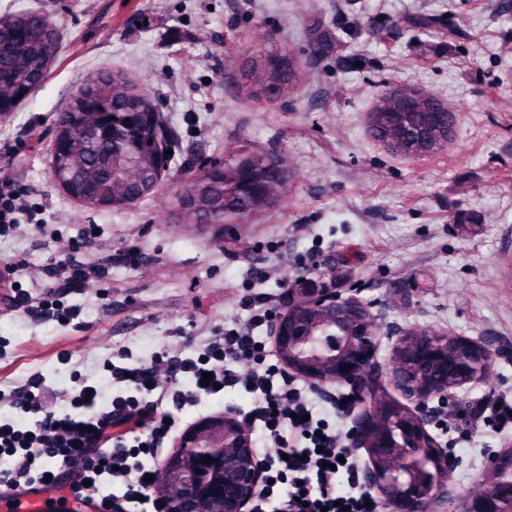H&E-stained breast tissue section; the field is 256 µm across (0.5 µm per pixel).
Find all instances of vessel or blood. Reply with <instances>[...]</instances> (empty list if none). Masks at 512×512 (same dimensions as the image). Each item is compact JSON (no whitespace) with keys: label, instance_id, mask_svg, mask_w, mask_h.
<instances>
[{"label":"vessel or blood","instance_id":"obj_1","mask_svg":"<svg viewBox=\"0 0 512 512\" xmlns=\"http://www.w3.org/2000/svg\"><path fill=\"white\" fill-rule=\"evenodd\" d=\"M0 512H97V505L73 491L38 484L26 490L1 492Z\"/></svg>","mask_w":512,"mask_h":512}]
</instances>
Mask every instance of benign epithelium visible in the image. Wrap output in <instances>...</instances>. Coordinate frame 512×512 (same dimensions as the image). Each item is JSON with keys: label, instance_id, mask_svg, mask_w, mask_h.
<instances>
[{"label": "benign epithelium", "instance_id": "benign-epithelium-1", "mask_svg": "<svg viewBox=\"0 0 512 512\" xmlns=\"http://www.w3.org/2000/svg\"><path fill=\"white\" fill-rule=\"evenodd\" d=\"M380 339L367 307L329 288L288 304L273 328L275 352L293 375L358 397L352 442L369 456L368 489L382 512H512L511 447L494 456L480 494H462L451 486L452 460L426 428L429 404L454 403L457 390L485 380L497 351L465 336L404 331L387 364L396 399L374 384ZM270 465L257 458L245 423L226 411L186 429L155 493L164 512H246Z\"/></svg>", "mask_w": 512, "mask_h": 512}]
</instances>
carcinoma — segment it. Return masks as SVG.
Returning a JSON list of instances; mask_svg holds the SVG:
<instances>
[{"label": "carcinoma", "mask_w": 512, "mask_h": 512, "mask_svg": "<svg viewBox=\"0 0 512 512\" xmlns=\"http://www.w3.org/2000/svg\"><path fill=\"white\" fill-rule=\"evenodd\" d=\"M17 14L0 16V97L10 98L29 92L46 76L42 54L57 37L52 22L38 13H27V22L15 30ZM296 62L274 49H264L253 61L251 74H260L259 83L277 98L284 82L291 79ZM81 100L72 98L57 118L55 139L63 143L59 153L51 154V172L64 181V191L87 207L99 210L119 209L126 196L142 191L119 171H109L112 149L131 153L140 159L138 174L152 171L153 153L164 124L154 115L153 100L139 91L131 75L104 72L86 83ZM406 97L418 100L422 111L369 113V132L391 152L413 159L431 157L450 140L448 124L455 114L448 107L421 92L389 87L380 98L399 105ZM129 113L126 123L112 129V137L98 135L103 127L101 114L114 108ZM224 183V198L209 204L211 220L224 223L231 216L244 217L260 204H275L288 196V161L273 154L244 155L206 172Z\"/></svg>", "instance_id": "carcinoma-1"}]
</instances>
